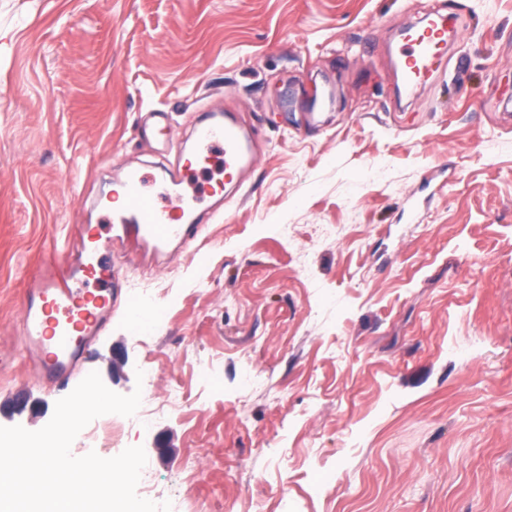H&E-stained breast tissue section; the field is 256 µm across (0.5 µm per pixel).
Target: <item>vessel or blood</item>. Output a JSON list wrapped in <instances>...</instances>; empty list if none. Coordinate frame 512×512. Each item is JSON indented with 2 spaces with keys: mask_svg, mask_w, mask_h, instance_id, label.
<instances>
[{
  "mask_svg": "<svg viewBox=\"0 0 512 512\" xmlns=\"http://www.w3.org/2000/svg\"><path fill=\"white\" fill-rule=\"evenodd\" d=\"M396 65L409 88H416L442 67L448 53V22L427 14L421 27L401 34ZM254 128L240 113L207 108L198 112L191 143L174 164L160 170L163 190L151 194L137 169L114 175L112 188L91 200L89 210H112V233L92 224L77 225L71 238L54 246L28 277L18 334L35 377L59 387L88 375L86 354L105 330L121 294L122 279L112 255L165 253L197 237L202 224L223 213L226 192H240L244 172L258 161ZM208 177L212 203L200 209L185 185L193 170Z\"/></svg>",
  "mask_w": 512,
  "mask_h": 512,
  "instance_id": "b4317fda",
  "label": "vessel or blood"
}]
</instances>
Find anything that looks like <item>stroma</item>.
I'll return each mask as SVG.
<instances>
[{"mask_svg": "<svg viewBox=\"0 0 512 512\" xmlns=\"http://www.w3.org/2000/svg\"><path fill=\"white\" fill-rule=\"evenodd\" d=\"M430 5L466 27L411 92L393 53ZM328 90L313 126L283 105ZM215 103L261 155L164 268L117 257L163 317L90 349L150 410L104 457L143 446L179 512H512V0H0V426L70 392L22 353L29 270Z\"/></svg>", "mask_w": 512, "mask_h": 512, "instance_id": "stroma-1", "label": "stroma"}]
</instances>
